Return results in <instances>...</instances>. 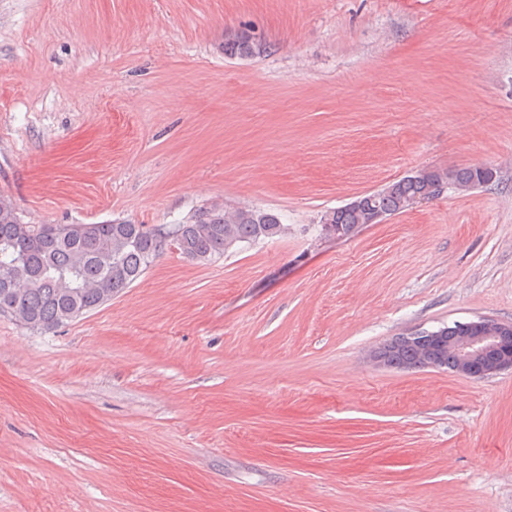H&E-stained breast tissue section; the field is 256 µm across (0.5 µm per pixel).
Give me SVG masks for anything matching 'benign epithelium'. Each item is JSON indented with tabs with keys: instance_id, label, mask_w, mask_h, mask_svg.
Returning <instances> with one entry per match:
<instances>
[{
	"instance_id": "benign-epithelium-1",
	"label": "benign epithelium",
	"mask_w": 512,
	"mask_h": 512,
	"mask_svg": "<svg viewBox=\"0 0 512 512\" xmlns=\"http://www.w3.org/2000/svg\"><path fill=\"white\" fill-rule=\"evenodd\" d=\"M411 339L424 346L427 356L419 367L447 370L467 378H486L512 370V325L488 318L455 322L448 326V350L453 359L435 360L432 352L440 338L426 330H414Z\"/></svg>"
}]
</instances>
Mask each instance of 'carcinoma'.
<instances>
[{"instance_id": "cac0c4a2", "label": "carcinoma", "mask_w": 512, "mask_h": 512, "mask_svg": "<svg viewBox=\"0 0 512 512\" xmlns=\"http://www.w3.org/2000/svg\"><path fill=\"white\" fill-rule=\"evenodd\" d=\"M261 46L266 43L241 30L224 39L223 50L228 57L248 59ZM482 174L480 166L432 168L426 179L448 181L451 188L466 191ZM424 186L401 177L377 190L378 203L390 217L404 213ZM368 223L365 210L337 207L322 216L321 233L350 238ZM287 230L271 209L226 205L200 208L163 234L129 221L33 226L21 223L12 202L0 197V307L11 309V317L27 328L50 331L125 292L166 254L168 236L185 258L204 262ZM423 354L421 345L403 344L398 336L377 348L374 357L407 368Z\"/></svg>"}]
</instances>
